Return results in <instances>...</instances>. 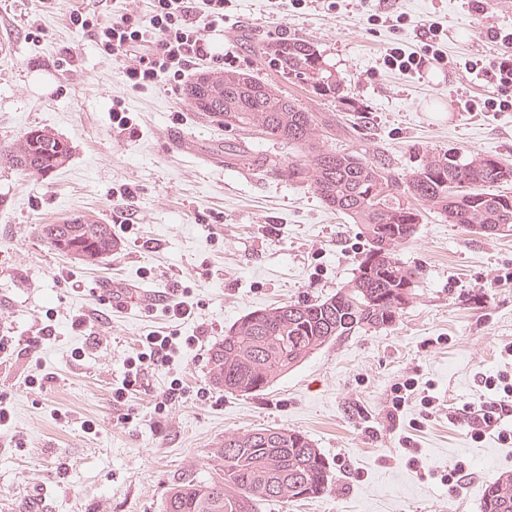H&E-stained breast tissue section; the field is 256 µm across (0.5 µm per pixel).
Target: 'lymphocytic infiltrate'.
I'll return each mask as SVG.
<instances>
[{"mask_svg":"<svg viewBox=\"0 0 512 512\" xmlns=\"http://www.w3.org/2000/svg\"><path fill=\"white\" fill-rule=\"evenodd\" d=\"M195 1L198 0H153L151 12L144 19L129 14L104 19L96 12L77 9L70 13L69 22L75 31L91 33L101 54L125 61L124 74L131 88L147 90L168 79L180 80L191 65L211 59L210 45L197 25ZM428 32L431 40L421 52L408 54L396 47L387 49L383 58L385 66L404 74H415L428 65L445 63L446 57L440 48L442 26L432 23ZM487 36L491 41L501 42L502 51L492 62L469 60L465 66L492 89L491 96L480 105L482 111H511L512 31L492 27ZM194 343V337L182 338L170 332L145 336L136 356L128 359L113 400L125 401L130 391L135 390L144 365L169 366L175 355ZM484 385L496 391L498 397L472 411L465 422L467 432L475 442L492 434L501 444L512 445V429L504 426L505 419L512 417V372L504 370L486 377Z\"/></svg>","mask_w":512,"mask_h":512,"instance_id":"1","label":"lymphocytic infiltrate"}]
</instances>
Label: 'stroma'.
I'll return each mask as SVG.
<instances>
[{
  "instance_id": "obj_1",
  "label": "stroma",
  "mask_w": 512,
  "mask_h": 512,
  "mask_svg": "<svg viewBox=\"0 0 512 512\" xmlns=\"http://www.w3.org/2000/svg\"><path fill=\"white\" fill-rule=\"evenodd\" d=\"M231 0L224 23L198 24L224 67L276 85L326 121V146L348 148L406 177L433 155L481 153L512 163V112H472L490 90L462 68L512 29L504 0ZM149 0H0V146L44 128L71 142L69 163L22 176L0 162V512H28L49 491L52 512H161L168 491L215 475L213 448L231 433L293 428L330 464L335 485L313 499L274 500L259 512H481L485 482L512 472V446L470 440L456 418L476 406L483 376L512 370V235L487 237L425 213L396 251L417 269L414 297L396 324L330 342L257 396L224 393L209 379L211 348L245 314L329 297L350 281L366 243L328 208L312 182L277 176L298 149L192 112L185 81L145 92L125 85L123 62L102 56L69 26L73 10L145 15ZM38 21L41 33L29 24ZM441 22L449 62L408 78L382 63L386 49L420 50ZM305 39L342 82L338 94L283 79L254 53ZM41 74L42 83L32 81ZM121 97L138 137L117 128ZM191 136L183 153L175 141ZM90 214L121 248L94 266L58 254L39 227ZM170 293L191 315H166L148 292ZM91 324L72 328L75 315ZM53 333L27 349L36 329ZM199 342L168 368L146 367L125 403L112 399L143 336L155 330ZM40 384L27 385L28 376ZM415 378L436 399L428 417L409 402L387 419L394 384ZM183 390L166 396L172 379ZM95 432H86L85 421ZM424 468L474 465L456 494L406 466L404 437Z\"/></svg>"
}]
</instances>
